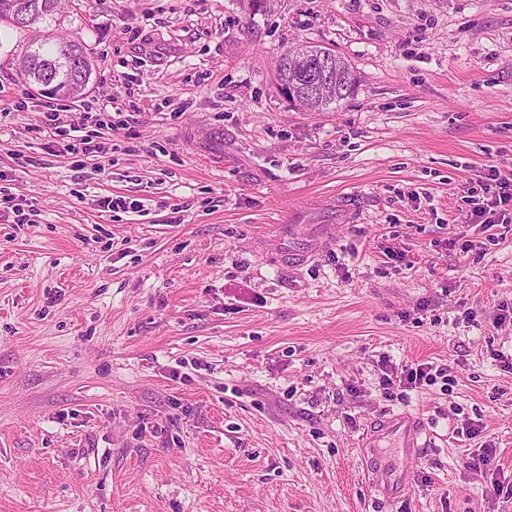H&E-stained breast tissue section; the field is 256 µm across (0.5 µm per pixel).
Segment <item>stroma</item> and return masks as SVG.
Wrapping results in <instances>:
<instances>
[{"label":"stroma","mask_w":512,"mask_h":512,"mask_svg":"<svg viewBox=\"0 0 512 512\" xmlns=\"http://www.w3.org/2000/svg\"><path fill=\"white\" fill-rule=\"evenodd\" d=\"M55 29L96 62L74 100L0 25V512H512V223L472 221L512 169V0H75ZM298 45L348 99H287ZM386 359L450 381L385 396ZM403 411L428 441L389 500L360 440ZM292 51L302 55L303 62L301 65L298 66V63H296L293 66H288V59H285V55ZM331 52L330 49L325 47L302 45L294 49H289L281 54L277 61L276 79L282 91L286 93L292 88H299L307 83V78L313 66L317 64L318 60L321 59L323 55H330ZM330 62L332 64L331 57L322 58L318 67H321V69L328 67ZM334 74L336 76V97L345 96L342 95V90L348 91L349 97L356 84V75L351 66L340 56H336Z\"/></svg>","instance_id":"35a3bbf8"}]
</instances>
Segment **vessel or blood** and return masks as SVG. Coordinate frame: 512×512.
I'll list each match as a JSON object with an SVG mask.
<instances>
[{"label":"vessel or blood","instance_id":"1","mask_svg":"<svg viewBox=\"0 0 512 512\" xmlns=\"http://www.w3.org/2000/svg\"><path fill=\"white\" fill-rule=\"evenodd\" d=\"M425 425L419 416L404 412L396 415L384 416L373 420L365 430L361 447L364 453H371L382 447L383 444L393 443L402 449L410 459H417L425 443L423 436ZM381 476L376 484L381 492L388 497L400 493L403 478L392 471L388 464H378Z\"/></svg>","mask_w":512,"mask_h":512}]
</instances>
